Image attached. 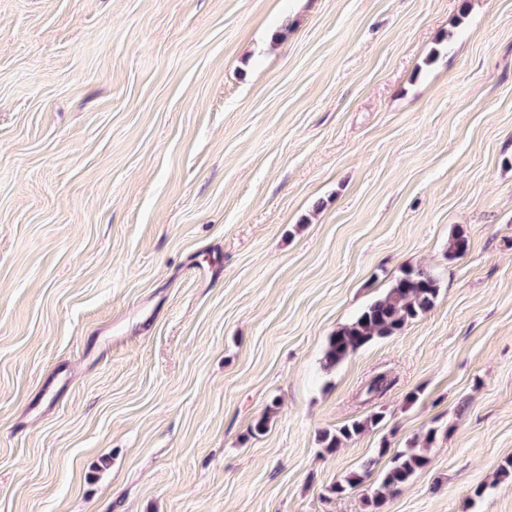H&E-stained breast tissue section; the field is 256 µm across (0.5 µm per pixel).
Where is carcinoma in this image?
<instances>
[{
    "label": "carcinoma",
    "mask_w": 512,
    "mask_h": 512,
    "mask_svg": "<svg viewBox=\"0 0 512 512\" xmlns=\"http://www.w3.org/2000/svg\"><path fill=\"white\" fill-rule=\"evenodd\" d=\"M467 245L464 231L455 229L448 239V258L460 256L466 251ZM438 292L436 279L430 273L421 269L404 271L382 297L367 305L353 320L328 338L324 368H334L366 345L400 333L409 322L433 308ZM383 419V413L375 412L364 422L354 421L334 432H324L321 442L326 451L333 452L343 441L358 434L367 425L376 427ZM387 452L386 447L378 449V457L363 462L361 471L345 476L331 487V492L341 494L362 484L374 472L378 459ZM426 463L427 457L421 448H405L394 454L390 465L379 473L377 488L366 503L368 512H379L386 495L406 486Z\"/></svg>",
    "instance_id": "cac0c4a2"
}]
</instances>
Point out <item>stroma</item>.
Segmentation results:
<instances>
[{"mask_svg": "<svg viewBox=\"0 0 512 512\" xmlns=\"http://www.w3.org/2000/svg\"><path fill=\"white\" fill-rule=\"evenodd\" d=\"M411 445L381 512H512V0H0V512H365ZM438 292L430 273L421 269L404 271L382 297L329 336L324 368H334L366 345L400 333L409 322L433 308ZM382 412H375L369 416L365 422L353 421L351 424L344 425L336 429L335 432L325 431L321 435V442L327 452H333L340 447L343 441L350 439L353 435L358 434L370 423L372 426H378L383 421ZM426 463L423 448H405L394 454L390 465L379 473L377 488L366 503L367 511L379 512L386 495L406 486ZM378 458H371L363 462L361 472H353L332 486L331 491L335 494L344 493L348 488H354L364 482V480L372 475Z\"/></svg>", "mask_w": 512, "mask_h": 512, "instance_id": "35a3bbf8", "label": "stroma"}]
</instances>
